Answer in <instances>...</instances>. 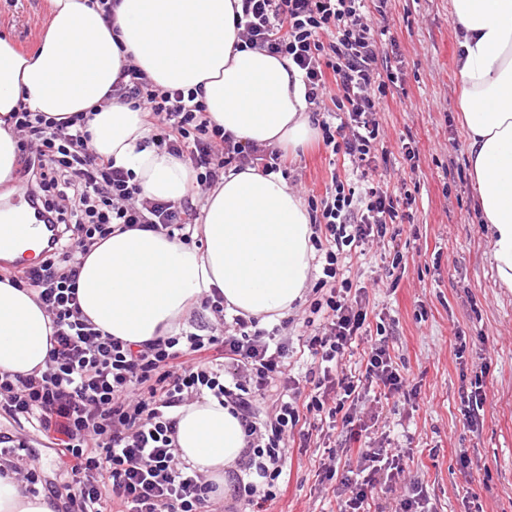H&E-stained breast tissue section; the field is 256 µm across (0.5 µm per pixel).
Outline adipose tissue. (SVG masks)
Returning a JSON list of instances; mask_svg holds the SVG:
<instances>
[{"label": "adipose tissue", "instance_id": "1", "mask_svg": "<svg viewBox=\"0 0 512 512\" xmlns=\"http://www.w3.org/2000/svg\"><path fill=\"white\" fill-rule=\"evenodd\" d=\"M49 2L35 54L0 38L1 184L19 164L12 112L83 113L97 154L131 170L144 196L182 202L196 186L193 170L152 143L141 110L111 95L128 64L162 88L199 90L211 120L237 140L294 151L317 133L292 61L239 49L240 0H120L109 21L89 0ZM451 7L462 33L459 106L478 208L496 275L512 288V0H451ZM312 235L306 205L281 174L229 171L205 198L203 248L163 231L115 232L82 259L80 308L102 333L131 343L178 332L214 288L228 316L283 319L310 280ZM50 334L34 292L0 282V373L44 371ZM176 416L181 458L227 486L246 445L239 419L212 396ZM0 512L55 510L8 473L0 474Z\"/></svg>", "mask_w": 512, "mask_h": 512}]
</instances>
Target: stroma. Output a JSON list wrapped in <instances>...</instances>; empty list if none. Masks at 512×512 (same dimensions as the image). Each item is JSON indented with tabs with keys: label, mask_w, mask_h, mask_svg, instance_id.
Listing matches in <instances>:
<instances>
[{
	"label": "stroma",
	"mask_w": 512,
	"mask_h": 512,
	"mask_svg": "<svg viewBox=\"0 0 512 512\" xmlns=\"http://www.w3.org/2000/svg\"><path fill=\"white\" fill-rule=\"evenodd\" d=\"M387 15L398 80L378 116L389 162L377 174L406 183L414 203L412 222L353 258L349 272L366 287L404 379V397L384 405L372 436L406 450L397 494L418 483L434 512H512V291L496 278L477 208L449 0H389ZM49 20V0H0V35L23 52L38 49ZM332 170L329 152L310 142L290 169L293 188L322 194ZM478 374L486 399L471 433L460 393ZM1 432L30 441L41 480L60 484L62 461L44 437L0 417ZM319 444L290 447L270 512H337L318 478Z\"/></svg>",
	"instance_id": "stroma-1"
}]
</instances>
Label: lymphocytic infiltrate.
Here are the masks:
<instances>
[{
    "label": "lymphocytic infiltrate",
    "instance_id": "lymphocytic-infiltrate-1",
    "mask_svg": "<svg viewBox=\"0 0 512 512\" xmlns=\"http://www.w3.org/2000/svg\"><path fill=\"white\" fill-rule=\"evenodd\" d=\"M237 27L245 46L285 56L303 73L312 119L343 173L332 174L321 197H309L312 243L318 252L316 298L299 346L310 362L293 374L290 342L279 326L223 318L224 296L203 297L218 315L209 333L183 330L145 343L102 334L82 315L78 280L82 255L116 228L165 231L191 242L200 214L193 204L143 196L132 172L90 145L87 119L58 122L22 110L12 113L20 136L22 171L39 212L53 224L48 255L35 267L10 272L12 285L32 288L51 321L46 368L28 376H0V416L27 422L55 446L64 468L66 512H251L278 495L290 438L308 443L314 423L360 438L366 425L350 400L399 395L402 378L384 339H371L364 288L347 267L355 250L384 239L408 221L413 202L375 179L386 159L380 122L390 60L380 57L389 28L387 0H241ZM114 97L142 110L152 142L190 165L200 189L216 187L228 167L287 171L279 150L242 143L216 126L197 93L155 85L141 69L125 66ZM370 338L362 380L342 368L355 343ZM230 406L246 448L230 478V496L179 456L175 437L182 406L205 396ZM274 398L258 416L256 405ZM403 449L366 443L357 468L338 474L322 463L339 512H369L403 471ZM0 462L25 494L40 493L35 455L27 442L0 436Z\"/></svg>",
    "mask_w": 512,
    "mask_h": 512
}]
</instances>
